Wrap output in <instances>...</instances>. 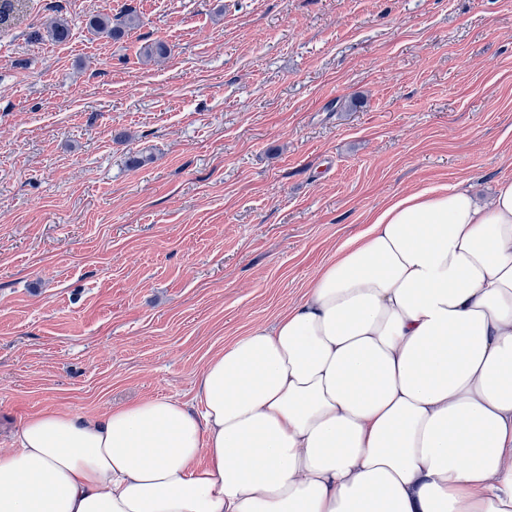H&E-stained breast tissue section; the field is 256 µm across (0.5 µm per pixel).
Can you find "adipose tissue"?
I'll return each mask as SVG.
<instances>
[{"mask_svg":"<svg viewBox=\"0 0 512 512\" xmlns=\"http://www.w3.org/2000/svg\"><path fill=\"white\" fill-rule=\"evenodd\" d=\"M197 391L29 417L0 512H512V179L392 201Z\"/></svg>","mask_w":512,"mask_h":512,"instance_id":"1","label":"adipose tissue"}]
</instances>
